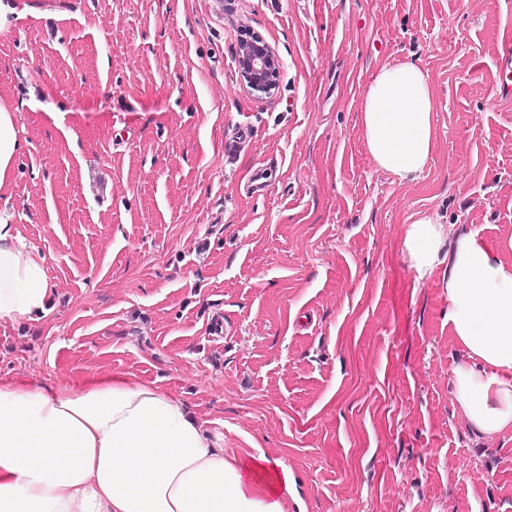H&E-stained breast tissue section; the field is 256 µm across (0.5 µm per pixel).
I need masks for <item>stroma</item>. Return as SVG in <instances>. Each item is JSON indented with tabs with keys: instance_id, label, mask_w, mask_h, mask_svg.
<instances>
[{
	"instance_id": "obj_1",
	"label": "stroma",
	"mask_w": 512,
	"mask_h": 512,
	"mask_svg": "<svg viewBox=\"0 0 512 512\" xmlns=\"http://www.w3.org/2000/svg\"><path fill=\"white\" fill-rule=\"evenodd\" d=\"M8 2L0 101L26 146L0 213L56 295L0 322V382H160L227 456L282 461L288 512H512V437L470 435L445 291L401 249L422 213L512 234V0ZM244 31L283 62L271 94L241 85ZM405 59L437 93L411 182L358 122Z\"/></svg>"
}]
</instances>
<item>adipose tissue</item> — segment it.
<instances>
[{"instance_id":"obj_1","label":"adipose tissue","mask_w":512,"mask_h":512,"mask_svg":"<svg viewBox=\"0 0 512 512\" xmlns=\"http://www.w3.org/2000/svg\"><path fill=\"white\" fill-rule=\"evenodd\" d=\"M435 88L412 61L386 65L361 100L371 162L399 181L423 172L435 141ZM24 141L0 103V189ZM402 249L417 281L439 265L448 324L463 354L451 396L480 439L512 435V237L492 247L430 215L407 224ZM55 288L43 259L0 217V321L39 320ZM287 468L228 459L224 434L155 383L94 374L82 388L0 384V512H285Z\"/></svg>"}]
</instances>
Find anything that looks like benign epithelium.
I'll list each match as a JSON object with an SVG mask.
<instances>
[{"label":"benign epithelium","mask_w":512,"mask_h":512,"mask_svg":"<svg viewBox=\"0 0 512 512\" xmlns=\"http://www.w3.org/2000/svg\"><path fill=\"white\" fill-rule=\"evenodd\" d=\"M237 67L244 89L261 96L276 88L282 60L260 36L250 33L241 40Z\"/></svg>","instance_id":"benign-epithelium-1"}]
</instances>
